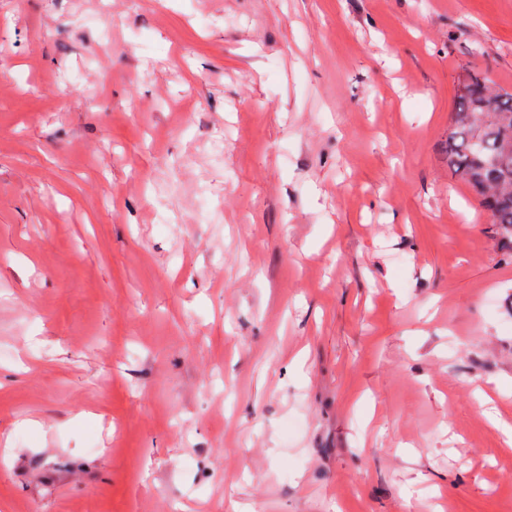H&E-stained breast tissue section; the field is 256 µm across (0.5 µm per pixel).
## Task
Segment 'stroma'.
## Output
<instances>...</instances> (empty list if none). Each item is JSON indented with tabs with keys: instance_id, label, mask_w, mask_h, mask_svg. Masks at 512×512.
<instances>
[{
	"instance_id": "1",
	"label": "stroma",
	"mask_w": 512,
	"mask_h": 512,
	"mask_svg": "<svg viewBox=\"0 0 512 512\" xmlns=\"http://www.w3.org/2000/svg\"><path fill=\"white\" fill-rule=\"evenodd\" d=\"M0 0V512H512V252L448 169L512 0Z\"/></svg>"
}]
</instances>
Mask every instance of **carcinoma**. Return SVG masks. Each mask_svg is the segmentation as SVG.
Instances as JSON below:
<instances>
[{"label":"carcinoma","mask_w":512,"mask_h":512,"mask_svg":"<svg viewBox=\"0 0 512 512\" xmlns=\"http://www.w3.org/2000/svg\"><path fill=\"white\" fill-rule=\"evenodd\" d=\"M448 168L480 198L512 245V92L466 71L448 132Z\"/></svg>","instance_id":"1"}]
</instances>
